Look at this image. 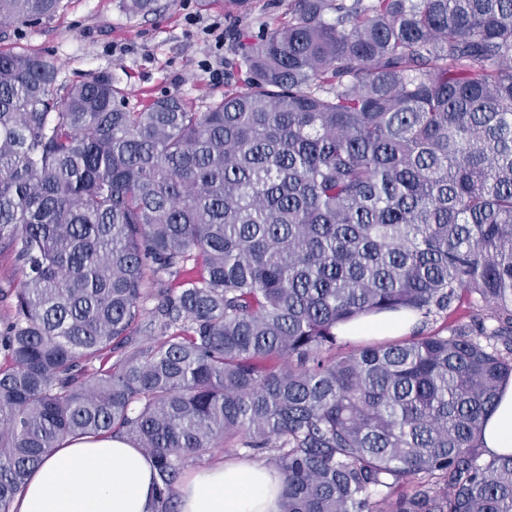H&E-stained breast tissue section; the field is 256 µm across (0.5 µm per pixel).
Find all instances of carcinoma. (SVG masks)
Instances as JSON below:
<instances>
[{"label": "carcinoma", "mask_w": 512, "mask_h": 512, "mask_svg": "<svg viewBox=\"0 0 512 512\" xmlns=\"http://www.w3.org/2000/svg\"><path fill=\"white\" fill-rule=\"evenodd\" d=\"M63 7L0 0V26ZM234 39L203 106L0 52V512L107 433L152 459L155 512L220 444L283 475L281 512H512V454L480 446L512 377V0H288ZM399 310L406 338L336 332Z\"/></svg>", "instance_id": "1"}]
</instances>
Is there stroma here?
Wrapping results in <instances>:
<instances>
[{
	"instance_id": "obj_1",
	"label": "stroma",
	"mask_w": 512,
	"mask_h": 512,
	"mask_svg": "<svg viewBox=\"0 0 512 512\" xmlns=\"http://www.w3.org/2000/svg\"><path fill=\"white\" fill-rule=\"evenodd\" d=\"M64 3L49 20L0 32V50L52 54L71 82L92 70L117 71L131 106L175 91L196 102L218 99L235 79L238 10L228 0H172L144 17L129 15L122 0Z\"/></svg>"
}]
</instances>
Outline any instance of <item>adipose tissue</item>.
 Segmentation results:
<instances>
[{"label":"adipose tissue","mask_w":512,"mask_h":512,"mask_svg":"<svg viewBox=\"0 0 512 512\" xmlns=\"http://www.w3.org/2000/svg\"><path fill=\"white\" fill-rule=\"evenodd\" d=\"M407 311L362 316L339 335L406 336L417 326ZM482 446L512 454V382L488 415ZM282 475L252 461L230 460L200 470L178 487L180 512H280ZM11 512H155L151 460L124 436L69 439L15 498Z\"/></svg>","instance_id":"1"}]
</instances>
